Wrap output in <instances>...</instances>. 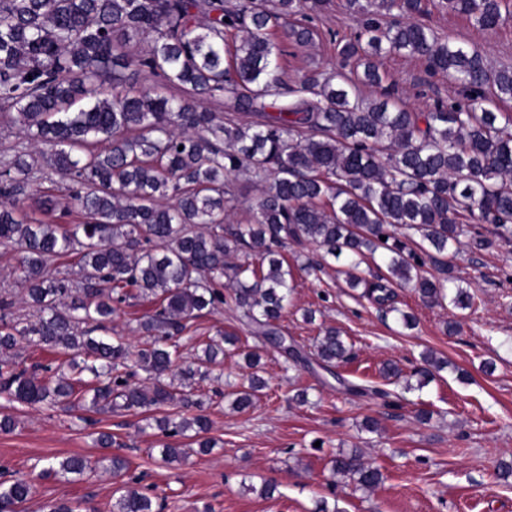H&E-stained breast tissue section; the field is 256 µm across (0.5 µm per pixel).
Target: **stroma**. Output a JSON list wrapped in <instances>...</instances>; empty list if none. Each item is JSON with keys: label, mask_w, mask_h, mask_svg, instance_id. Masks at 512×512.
<instances>
[{"label": "stroma", "mask_w": 512, "mask_h": 512, "mask_svg": "<svg viewBox=\"0 0 512 512\" xmlns=\"http://www.w3.org/2000/svg\"><path fill=\"white\" fill-rule=\"evenodd\" d=\"M343 5L344 0H332L324 15L312 19V44L289 47L282 60L289 80L313 65L339 66L335 41L356 29ZM424 21L479 47L493 66L512 65V23L485 32L465 17L434 8ZM382 65L410 111L459 96L457 86L428 72L422 60L389 54ZM487 240L483 248L467 246L458 256L425 265L434 275L440 264L452 266L474 296L467 310L427 305L405 285L396 290L394 312L386 314L347 288L342 262L329 261L315 276L295 268L293 305L280 323L283 334L309 351L323 328L336 327L352 344L354 358L334 375L313 360L290 369L280 355H263L267 386L254 407L244 413L225 403L211 408V435L218 445L208 455L194 453L193 439L181 438L177 444L189 449V457L165 464L159 453L165 436L156 429L139 432L141 416L121 411L97 417L98 430L116 440L105 450L75 414L9 405L0 398V407L17 421L12 432H0V480L30 474L54 457L95 459L112 452L128 459L126 476L100 468L76 482L39 480L26 512H49L62 500L112 512L131 479L164 497V512H315L321 501L337 512H512V476L499 475L500 464L512 463V239L491 234ZM402 311L414 316V328L399 321ZM220 330L240 336L241 343L227 350L213 372L240 381L247 373L242 354L259 341L247 336L233 305L192 320L180 344L192 352L198 341ZM426 351L450 367L421 388L412 373ZM391 361L403 370L394 383L379 373ZM487 361L494 372L483 371ZM347 380L378 386L392 401L350 394L343 386ZM303 389L309 398L304 405L294 399ZM418 408L430 411L427 423L415 420ZM368 417L378 421V432L363 430ZM353 448L384 476L373 492L354 490L330 472L331 458ZM266 482L276 487L268 499L256 493Z\"/></svg>", "instance_id": "obj_1"}]
</instances>
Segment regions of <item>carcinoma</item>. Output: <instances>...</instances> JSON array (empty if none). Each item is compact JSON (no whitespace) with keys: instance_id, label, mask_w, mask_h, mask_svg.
Listing matches in <instances>:
<instances>
[{"instance_id":"carcinoma-1","label":"carcinoma","mask_w":512,"mask_h":512,"mask_svg":"<svg viewBox=\"0 0 512 512\" xmlns=\"http://www.w3.org/2000/svg\"><path fill=\"white\" fill-rule=\"evenodd\" d=\"M328 0H0V110L26 146L0 159V246L14 247L34 321L15 317L0 296V393L9 403L77 406L94 413L170 408L146 422L166 437L215 440L194 385L211 374L233 334L204 343L188 363L173 342L204 311L228 303L251 334L284 346L278 321L290 304L288 242L344 259L361 297L395 310L393 285L456 308L474 298L449 287L453 276L424 271L429 251L486 245L480 225L512 237V118L489 102L512 101V66L493 68L484 52L416 21L423 0H345L361 22L339 45L343 65L283 78L282 44L308 45V25ZM487 31L512 22V0H435ZM404 53L463 88L410 112L378 58ZM151 78L153 84L139 85ZM383 89L376 99L361 87ZM223 106L205 107L201 98ZM47 167L70 181L64 197L33 188ZM260 195L246 222L227 217L238 203L232 179ZM45 216L20 217L25 202ZM412 230L428 248L409 246ZM386 240H381V237ZM75 257L78 279L56 266ZM379 258L389 275L358 274ZM155 308L137 319L145 336L132 350L105 335L131 299ZM52 350L55 361L17 362L21 342ZM314 356L326 369L353 358L341 332L327 327ZM266 387L255 372L222 398L251 409ZM101 460L69 456L41 476L79 480ZM333 474L372 491L383 475L351 450L331 459ZM32 479L0 481V512H20ZM165 504L127 488L113 512H163Z\"/></svg>"}]
</instances>
